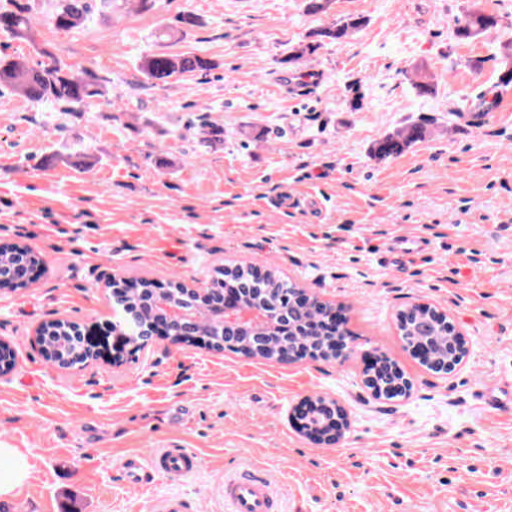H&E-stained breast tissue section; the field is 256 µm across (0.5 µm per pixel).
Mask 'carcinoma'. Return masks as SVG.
Listing matches in <instances>:
<instances>
[{"instance_id":"carcinoma-1","label":"carcinoma","mask_w":512,"mask_h":512,"mask_svg":"<svg viewBox=\"0 0 512 512\" xmlns=\"http://www.w3.org/2000/svg\"><path fill=\"white\" fill-rule=\"evenodd\" d=\"M94 0H59V5L52 15L55 28L69 31L92 19ZM199 25V18L190 11H184L174 19V24L167 28L168 35L182 33ZM498 25V19L480 9L470 11L464 21L458 23L456 33L461 39L472 38L481 32ZM361 26V21L351 19L346 22L334 21L313 36L317 41L307 43L296 54H290L281 60L284 65H293L306 56L316 53L322 46V40L341 41L350 32ZM33 17L31 6L20 3V0H7L0 6V31L17 40H30L32 36ZM216 67L212 60L191 53H154L140 60L139 72L154 85L164 84L171 78L195 72L210 71ZM109 80L92 70L84 71V75L75 76L68 68L58 62L30 67L9 56L0 57V87L11 89L14 93L32 102L50 105L61 112H81L94 104L98 99L109 93ZM427 134L422 124H413L397 134H389L379 139L373 147L374 155L387 158L402 153L411 144L422 141ZM249 281V271L241 267L233 273L224 274V281L214 280L211 287L226 288ZM292 284L282 279L277 272L255 284L244 292L245 303L270 311L286 321L287 296ZM149 295L142 292L139 281L126 290L124 303L129 311H141L143 319L151 318L146 301ZM431 328L430 318L424 312L399 321V329L406 337H415L421 329ZM70 323L61 321L46 326L44 335L48 336L46 344L53 346L71 356L69 363L61 364L63 368L74 367L83 363L80 348L76 347L71 337Z\"/></svg>"}]
</instances>
